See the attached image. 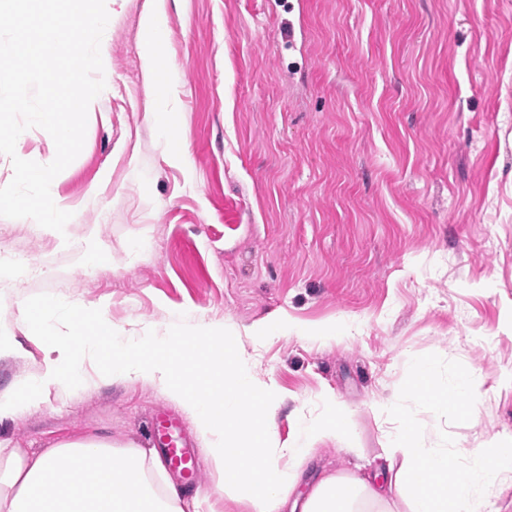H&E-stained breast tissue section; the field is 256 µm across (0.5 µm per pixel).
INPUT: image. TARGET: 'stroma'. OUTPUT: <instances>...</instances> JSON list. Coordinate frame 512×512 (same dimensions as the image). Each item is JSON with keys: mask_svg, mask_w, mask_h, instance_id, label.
<instances>
[{"mask_svg": "<svg viewBox=\"0 0 512 512\" xmlns=\"http://www.w3.org/2000/svg\"><path fill=\"white\" fill-rule=\"evenodd\" d=\"M166 0L164 78L182 142L160 136L140 56L155 0L111 14L107 87L84 147L57 178L66 240L0 217V327L20 357L0 392L35 374L42 345L24 303L49 293L103 307L114 324L171 314L223 322L272 377L286 442L331 392L351 439L319 443L293 498L323 474L382 465L394 428L376 408L413 385L470 373L463 403H411L421 440L453 448L512 442V0ZM94 241L107 255L83 270ZM287 321L292 332L276 330ZM342 337L323 341L321 328ZM0 423L26 451L86 433L148 447L150 416L182 409L154 386L102 381Z\"/></svg>", "mask_w": 512, "mask_h": 512, "instance_id": "stroma-1", "label": "stroma"}]
</instances>
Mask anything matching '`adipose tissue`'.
Wrapping results in <instances>:
<instances>
[{
	"label": "adipose tissue",
	"mask_w": 512,
	"mask_h": 512,
	"mask_svg": "<svg viewBox=\"0 0 512 512\" xmlns=\"http://www.w3.org/2000/svg\"><path fill=\"white\" fill-rule=\"evenodd\" d=\"M163 15L159 9L144 18L140 49L152 80V119L176 140L181 132L170 120V89L161 76ZM431 374V365L416 363V381L428 388L425 402L439 408L462 401L469 418H476L479 395L469 374L434 386ZM380 411L398 424L386 450V483L322 477L301 512H358L361 502H382L394 492L405 496L410 512H476L480 496L490 495L500 473L512 468V446L499 442L456 449L462 464L449 470L447 449L418 445L403 399L381 404ZM199 507V500H184L176 486L166 485L154 451L121 449L107 436L75 437L31 452L0 447V512H198Z\"/></svg>",
	"instance_id": "1"
}]
</instances>
